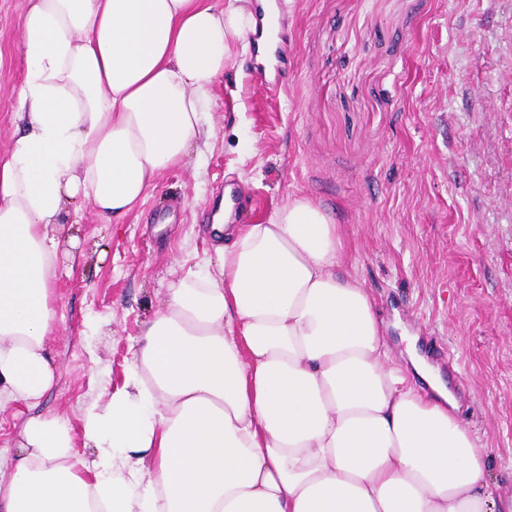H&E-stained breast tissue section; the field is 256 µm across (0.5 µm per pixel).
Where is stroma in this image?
Here are the masks:
<instances>
[{"mask_svg":"<svg viewBox=\"0 0 512 512\" xmlns=\"http://www.w3.org/2000/svg\"><path fill=\"white\" fill-rule=\"evenodd\" d=\"M0 0V155L24 74ZM291 62L279 93L236 50L216 82L201 160L165 172L119 227L75 217L54 279L55 382L0 411V460L50 413L83 443L84 411L122 382L171 281L203 267L213 206L256 224L293 196L337 224L340 271L373 297L395 361L406 337L458 362L456 414L512 494V0H285Z\"/></svg>","mask_w":512,"mask_h":512,"instance_id":"35a3bbf8","label":"stroma"}]
</instances>
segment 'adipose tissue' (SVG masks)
I'll use <instances>...</instances> for the list:
<instances>
[{"label":"adipose tissue","instance_id":"ef3b65f1","mask_svg":"<svg viewBox=\"0 0 512 512\" xmlns=\"http://www.w3.org/2000/svg\"><path fill=\"white\" fill-rule=\"evenodd\" d=\"M249 26L240 0H26L21 134L0 156V410L54 383L66 212L120 220L202 154ZM211 232L208 271L169 284L123 383L86 409L93 458L61 418L30 417L0 512H512L432 367L392 361L323 210L301 196L243 226L219 210Z\"/></svg>","mask_w":512,"mask_h":512}]
</instances>
